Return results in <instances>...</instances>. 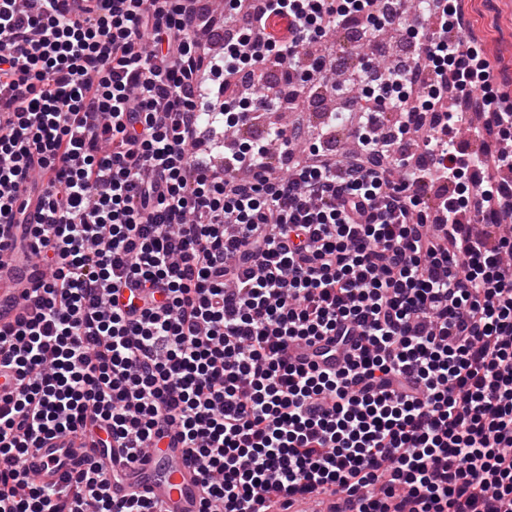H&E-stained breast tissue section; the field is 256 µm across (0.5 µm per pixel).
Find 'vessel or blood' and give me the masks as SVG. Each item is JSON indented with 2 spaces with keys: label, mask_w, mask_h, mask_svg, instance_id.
Masks as SVG:
<instances>
[{
  "label": "vessel or blood",
  "mask_w": 512,
  "mask_h": 512,
  "mask_svg": "<svg viewBox=\"0 0 512 512\" xmlns=\"http://www.w3.org/2000/svg\"><path fill=\"white\" fill-rule=\"evenodd\" d=\"M36 276L31 265L20 262L8 244L0 245V325L15 323L22 312V294ZM72 454L67 448H36L27 457V465L42 484L58 480ZM109 464L127 472L125 483L113 486L114 497L130 493L145 494L161 505L163 512H199L200 486L197 468L189 460V451L176 433L151 447L142 458L128 459L124 449L110 451Z\"/></svg>",
  "instance_id": "vessel-or-blood-1"
}]
</instances>
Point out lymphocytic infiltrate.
Listing matches in <instances>:
<instances>
[{"instance_id":"obj_1","label":"lymphocytic infiltrate","mask_w":512,"mask_h":512,"mask_svg":"<svg viewBox=\"0 0 512 512\" xmlns=\"http://www.w3.org/2000/svg\"><path fill=\"white\" fill-rule=\"evenodd\" d=\"M382 10L226 0L214 52L204 0H0V235L38 268L0 326V512H160L101 459L173 428L200 512H512V152L487 141L512 104L459 0L399 17L423 71L348 75L353 157L302 162L283 125L271 176L267 142L226 140L281 92L321 107L301 48ZM58 438L82 461L38 484L25 458Z\"/></svg>"}]
</instances>
